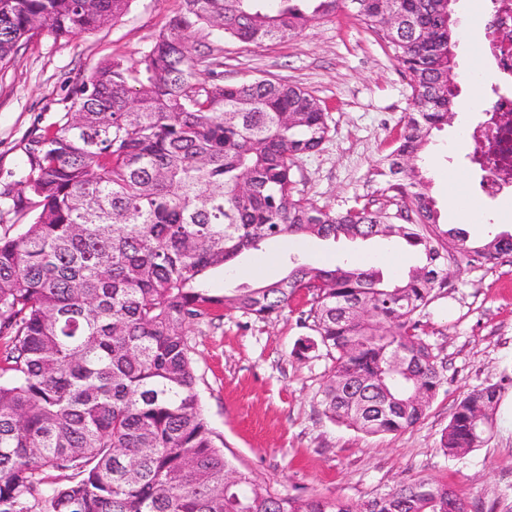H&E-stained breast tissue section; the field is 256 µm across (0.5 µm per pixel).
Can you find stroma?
Masks as SVG:
<instances>
[{"label": "stroma", "instance_id": "35a3bbf8", "mask_svg": "<svg viewBox=\"0 0 512 512\" xmlns=\"http://www.w3.org/2000/svg\"><path fill=\"white\" fill-rule=\"evenodd\" d=\"M485 2L454 4L459 95L447 124L417 161L431 182L441 223L472 242L512 233V198L482 204L477 224L448 207L446 174L458 175L460 194H475L469 167L474 143L457 135L477 115L467 106L469 72L481 48ZM180 7V0H131L120 18L101 29L58 41L37 35L22 47L0 70V191L22 189L29 140L67 110L72 88L108 59H139ZM190 44L223 57L225 82L281 79L319 100L330 136L298 160L300 195L335 211L358 202L385 204L374 164L392 149L412 89L407 72L352 15L339 13L261 47L208 29L191 32ZM293 257L319 266L374 265L388 277L417 262L412 249L380 239L294 237L270 242L236 266L210 270L206 283L220 292L273 281L287 273ZM301 310V303H293L266 322L228 312L188 328L204 414L233 464L280 493L334 496L359 508L426 477L448 486L468 512H512V384L501 381L512 375V260H449L447 288L420 314L444 365V383L426 416L395 435H366L324 414L320 390L331 362L322 349L299 353V341L311 334ZM496 382L502 385L499 406L484 446L463 457L445 456L439 443L457 402Z\"/></svg>", "mask_w": 512, "mask_h": 512}]
</instances>
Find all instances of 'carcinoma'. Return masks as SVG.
<instances>
[{"mask_svg":"<svg viewBox=\"0 0 512 512\" xmlns=\"http://www.w3.org/2000/svg\"><path fill=\"white\" fill-rule=\"evenodd\" d=\"M135 61L115 57L35 133L24 191L33 214L0 236V512H353L336 497L281 495L233 466L203 416L187 328L237 312L265 321L298 299L333 367L324 413L370 434L421 421L443 362L417 313L448 287L458 254L497 260L512 234L479 246L444 229L413 164L448 123L458 94L454 0H181ZM130 0H0V69L35 35L70 39L119 18ZM410 77L396 147L376 173L388 206L343 211L296 193L299 158L330 134L306 89L260 78L226 84L196 54V29L246 46L297 35L346 4ZM394 15L391 25L385 15ZM403 240L422 265L386 281L373 267L292 261L282 278L214 295L205 274L273 238ZM501 387L457 403L440 440L482 447ZM364 512H467L448 487L417 478Z\"/></svg>","mask_w":512,"mask_h":512,"instance_id":"carcinoma-1","label":"carcinoma"}]
</instances>
